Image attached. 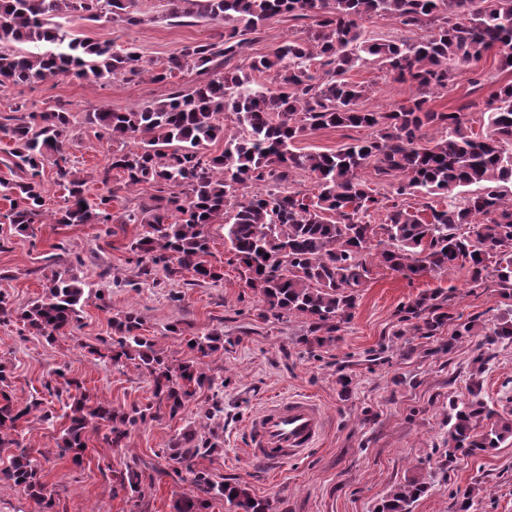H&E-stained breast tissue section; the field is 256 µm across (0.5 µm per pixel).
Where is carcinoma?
Masks as SVG:
<instances>
[{
    "label": "carcinoma",
    "mask_w": 512,
    "mask_h": 512,
    "mask_svg": "<svg viewBox=\"0 0 512 512\" xmlns=\"http://www.w3.org/2000/svg\"><path fill=\"white\" fill-rule=\"evenodd\" d=\"M169 17L203 19L233 26L219 41L186 45L170 58L164 80L192 65L207 73L239 55L274 18L288 14L311 17L306 37L282 41L270 54L252 60L250 69L272 71L276 83L252 87L248 78L212 75L190 94L172 92L167 99L127 112L102 109L88 115L114 142H134V149L112 151V161L98 175L108 185L112 171L124 174L128 187L151 183L152 204L125 216L127 224H145L147 234L131 244L141 274L157 285L189 273L195 282H218L224 269L211 255L208 229L224 225L248 286L259 293V317L280 320L292 314L309 318V335L330 337L352 317L357 288L371 279L373 267L417 275L467 268L480 286L492 272L499 285L512 288V203L505 184H512V84L497 87L494 107L484 131L468 128L464 115L429 107L436 90L455 84L457 76L488 52L499 68L512 70V0H167ZM133 0H0V87L41 83L73 75L82 79L133 80L143 71L142 56L132 46L89 42L65 29L70 17L136 25ZM390 15L406 29L426 31L409 43L373 38L366 20ZM27 43L33 50L10 52L5 46ZM374 57L400 83L414 88L409 104L393 111L359 107L364 87L347 73L363 55ZM326 69L319 78L312 66ZM0 122V137L13 144L14 166L28 172L25 183L0 180V196L9 201L4 215L19 233L43 223L44 196L40 165L56 155V182L67 191L65 206L53 214L56 224H110L115 192L94 201L85 196L87 180L70 164L69 113L61 108L28 111ZM232 114L244 135L229 136L224 113ZM366 127L375 137L336 152L298 153L295 141L311 131ZM439 135L426 141L425 129ZM224 140V151L207 152L208 144ZM372 167L377 177L393 178L392 195L378 196L361 176ZM314 175L317 192L281 190L291 170ZM271 185L265 191L259 185ZM476 186L478 192L440 205L453 191ZM424 199L415 207L410 199ZM385 211L381 224L364 218ZM88 284L55 273L44 294L20 319L39 336H64L78 321ZM399 321L412 322L422 336L435 335L452 314L421 295L398 310ZM131 313L112 318L114 364L131 363L149 375L155 402L117 409L83 390L75 377L64 380L72 400L68 424L57 447L73 462L82 460L89 428L108 448L127 447L129 428L165 413L173 418L196 390L212 384L202 358L224 344L213 332L191 338L197 356L178 365L169 362L154 340L140 333ZM473 399L455 408L448 447L470 454L497 448L512 436V420L498 416L478 399L479 383L469 385ZM40 403L24 407L0 391V448L20 447L19 435ZM495 419L491 427L484 421ZM172 447L185 466L197 495L177 512H201L205 497H222L239 512H269V504L251 496L240 484H224L198 465L217 443L189 431ZM10 487L24 489L49 509L51 493L32 456L22 450L3 470ZM143 472L128 466L113 478V494L140 493ZM425 491L416 479L394 489L380 512H411Z\"/></svg>",
    "instance_id": "1"
}]
</instances>
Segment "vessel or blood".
Instances as JSON below:
<instances>
[{
	"label": "vessel or blood",
	"mask_w": 512,
	"mask_h": 512,
	"mask_svg": "<svg viewBox=\"0 0 512 512\" xmlns=\"http://www.w3.org/2000/svg\"><path fill=\"white\" fill-rule=\"evenodd\" d=\"M324 428L323 411L311 397L280 398L247 421L248 453L270 465L296 461L317 446Z\"/></svg>",
	"instance_id": "1"
}]
</instances>
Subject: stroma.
<instances>
[{"mask_svg":"<svg viewBox=\"0 0 512 512\" xmlns=\"http://www.w3.org/2000/svg\"><path fill=\"white\" fill-rule=\"evenodd\" d=\"M139 24L73 20L69 28L82 39L135 44L154 71H163L183 46L216 41L219 26L205 21L174 23L166 0H137ZM309 19L282 15L253 35L245 58L230 71L249 70L253 56L268 53L287 37H302ZM254 83L274 82V73L250 72ZM350 81L367 86V108L390 111L406 104L409 84L393 80L377 62L364 61L349 72ZM195 68L156 82L149 76L109 82L59 78L31 86L0 89V118L11 115L18 101L31 111L63 107L72 115V164L90 173L107 166L113 145L102 130L87 123L86 113L115 112L163 100L176 90L191 91L203 81ZM512 83V71L499 70L487 53L470 65L449 89L432 97L435 109H467V125L482 132L485 113L498 85ZM370 128L320 129L300 137L302 153L335 152L358 139L373 138ZM124 177L113 172L110 186L89 182L90 195L116 192L108 224L36 225L34 235L17 233L0 221V294L12 309L22 310L43 292L47 279L64 272L100 283L104 298L89 296L72 331L47 338L29 332L19 320L0 322V364L6 379L0 389L15 401H39L19 437L34 450L49 491L56 494V512H176V504L194 495L190 481L172 476L177 466L170 444L187 429L216 432L218 446L201 461L216 481L247 485L251 495L268 501L270 512H375L390 489L410 478L427 485L412 512H460L470 498L469 512H512V437L499 448L447 462L449 418L454 403L468 400L472 361L484 355L480 398L498 412L512 411V340L486 342L503 319L512 317V299L494 278L472 287L465 270L425 272L411 277L374 268L358 290L353 316L335 339L307 342L308 321L293 315L261 319L262 302L241 277L224 243V227L209 229L211 260L223 266V281L190 285L184 280L153 286L139 273L131 243L143 225L123 223L154 194L151 184L124 189ZM110 268L99 280V268ZM438 293L452 320L437 335H414L403 329L396 312L423 293ZM179 301H172V294ZM136 313L141 332L174 358L187 355L188 339L221 331L222 348L204 360L214 384L189 399L176 417L166 415L136 424L126 448L103 447L91 437L81 462L59 456L56 440L66 424L69 398L65 378L83 381L90 394L117 408L152 402V381L134 365H115L112 319ZM178 332H170V325ZM470 335L456 337L460 325ZM293 394L314 397L326 416V432L309 457L274 469L249 458L243 436L246 419L267 402ZM221 404L222 413L203 420L204 410ZM52 414L45 422L44 414ZM139 461L155 481L141 484L137 497L112 492V473Z\"/></svg>","mask_w":512,"mask_h":512,"instance_id":"stroma-1","label":"stroma"}]
</instances>
